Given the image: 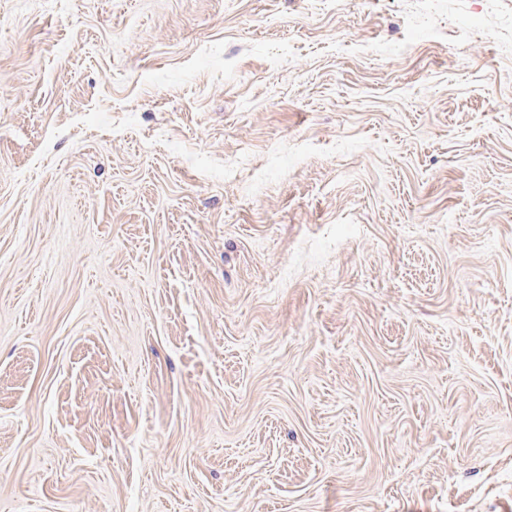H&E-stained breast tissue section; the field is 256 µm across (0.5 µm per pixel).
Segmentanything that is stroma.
<instances>
[{"label": "stroma", "instance_id": "35a3bbf8", "mask_svg": "<svg viewBox=\"0 0 512 512\" xmlns=\"http://www.w3.org/2000/svg\"><path fill=\"white\" fill-rule=\"evenodd\" d=\"M0 512H512V0H0Z\"/></svg>", "mask_w": 512, "mask_h": 512}]
</instances>
